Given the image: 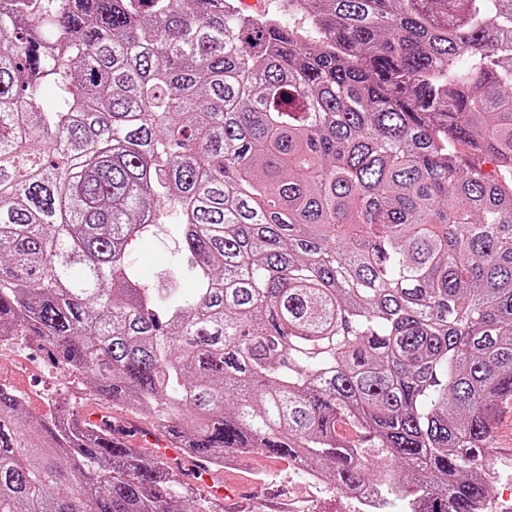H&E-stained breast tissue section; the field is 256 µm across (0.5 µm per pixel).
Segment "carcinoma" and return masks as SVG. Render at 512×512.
I'll list each match as a JSON object with an SVG mask.
<instances>
[{"mask_svg":"<svg viewBox=\"0 0 512 512\" xmlns=\"http://www.w3.org/2000/svg\"><path fill=\"white\" fill-rule=\"evenodd\" d=\"M286 4L0 0V328L189 460L262 448L481 512L512 400V0ZM158 231L149 285L129 247ZM0 512L204 510L111 421L0 384Z\"/></svg>","mask_w":512,"mask_h":512,"instance_id":"carcinoma-1","label":"carcinoma"}]
</instances>
